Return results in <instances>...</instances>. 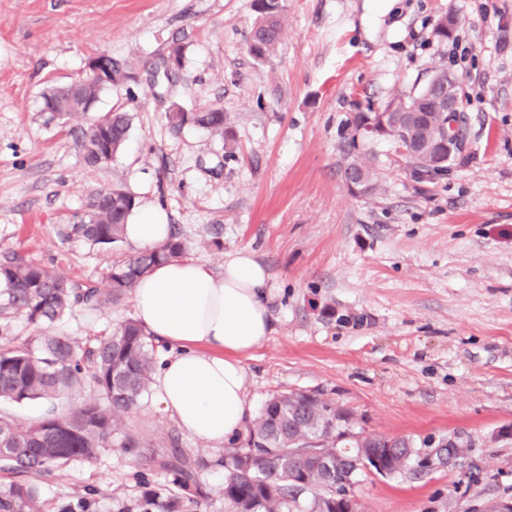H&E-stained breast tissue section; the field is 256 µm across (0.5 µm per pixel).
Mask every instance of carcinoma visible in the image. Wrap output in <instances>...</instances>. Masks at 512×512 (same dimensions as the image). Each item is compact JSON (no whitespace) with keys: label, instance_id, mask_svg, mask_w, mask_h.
<instances>
[{"label":"carcinoma","instance_id":"obj_1","mask_svg":"<svg viewBox=\"0 0 512 512\" xmlns=\"http://www.w3.org/2000/svg\"><path fill=\"white\" fill-rule=\"evenodd\" d=\"M257 13L249 51L265 60L280 42L281 0H257ZM455 25L453 15L442 16L435 25V36L448 39ZM100 58L111 70V81L101 83L82 76L43 92L41 99L60 106L59 111L48 113L46 122L82 118L103 91L136 81L133 61L106 53ZM447 98V86L429 81L414 95L396 96L376 112H360L352 121L349 144L358 148L355 132L371 120L378 136L391 138L404 149L414 146L415 153L406 154V159L417 171L441 170L446 163L437 158L435 146L448 130V113L442 107ZM168 118L176 130L189 124L232 139L227 116L218 105L199 112L173 111ZM130 125L131 116L121 107L90 123L83 130L85 162L97 166L111 159L125 142ZM348 169L363 178L365 194L379 189L370 152L357 153ZM134 206V197L120 186L100 191L86 214L75 224L59 226L57 234L63 240L78 236L111 248L124 241L125 224ZM185 250L186 244L174 234L152 250L109 266L104 288L79 284L60 268L18 258L0 262V316L7 321L20 314L44 329L34 344L0 348V401H51L84 384L95 392L94 399L76 409L51 412L29 424L0 414L1 469L40 472L73 460H92L102 449L112 447V435L121 431L122 418L148 392L157 370L149 334L137 320L128 318L83 347L49 328L77 305L119 303L138 278L158 264L182 257ZM333 408V403L317 395L293 401L289 393L279 392L246 425L241 444L233 450L214 460L193 461L177 450L171 452L160 467L172 475L178 492L162 504L163 512H181L184 498L209 496L199 473L211 466L224 468L221 494L230 512H331L329 491L314 463L293 458L288 449L295 447V440L314 434L325 440L326 447H336V423L328 417ZM303 477L309 481L304 492L296 484ZM0 512H42V507L36 490L22 484L0 496Z\"/></svg>","mask_w":512,"mask_h":512}]
</instances>
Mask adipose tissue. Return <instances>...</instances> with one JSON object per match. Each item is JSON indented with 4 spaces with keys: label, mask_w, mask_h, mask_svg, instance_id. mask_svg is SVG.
I'll return each instance as SVG.
<instances>
[{
    "label": "adipose tissue",
    "mask_w": 512,
    "mask_h": 512,
    "mask_svg": "<svg viewBox=\"0 0 512 512\" xmlns=\"http://www.w3.org/2000/svg\"><path fill=\"white\" fill-rule=\"evenodd\" d=\"M170 235L160 210L133 212L126 238L148 250ZM269 274L243 248L216 272L190 258L154 266L133 285L137 320L156 339L177 345L154 375V398L183 434L223 445L252 414L243 363L272 332Z\"/></svg>",
    "instance_id": "adipose-tissue-1"
}]
</instances>
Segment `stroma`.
<instances>
[{"label":"stroma","mask_w":512,"mask_h":512,"mask_svg":"<svg viewBox=\"0 0 512 512\" xmlns=\"http://www.w3.org/2000/svg\"><path fill=\"white\" fill-rule=\"evenodd\" d=\"M281 2V41L261 61L248 49L256 0H0V256L101 281L136 247L64 242L55 227L116 184L138 208L164 211L186 257L214 271L252 249L270 274L273 328L244 360L254 409L310 391L347 411L353 431L409 438L407 471L358 476L360 512H482L512 498V0ZM448 13L458 25L441 41L434 27ZM177 44L181 69L153 78L154 59ZM102 51L134 59L140 78L92 110L124 104L133 120L122 149L91 167L79 121L45 123L40 95ZM439 65L459 84L460 152L421 175L393 141L367 138L379 188L351 195L356 113L418 91ZM212 103L230 118L231 142L170 129L169 109ZM133 315L127 296L76 308L53 329L88 344ZM93 396L83 386L0 412L27 424ZM123 431L139 439L137 455L115 445L23 478L0 471V493L23 479L44 512H145L176 491L160 466L167 452L217 453L150 393Z\"/></svg>","instance_id":"1"}]
</instances>
